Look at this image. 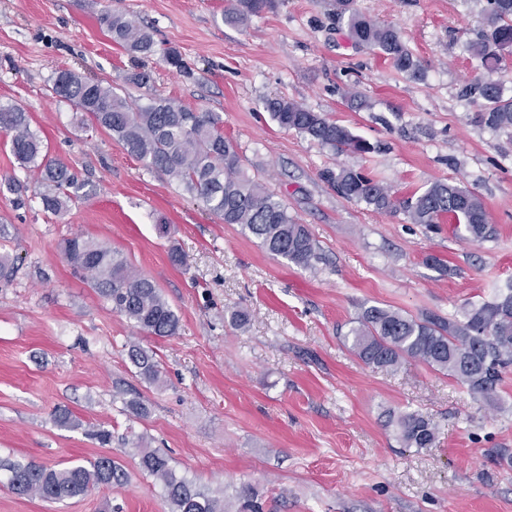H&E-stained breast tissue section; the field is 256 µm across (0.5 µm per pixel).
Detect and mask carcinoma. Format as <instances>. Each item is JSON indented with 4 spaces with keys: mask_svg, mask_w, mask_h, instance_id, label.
<instances>
[{
    "mask_svg": "<svg viewBox=\"0 0 512 512\" xmlns=\"http://www.w3.org/2000/svg\"><path fill=\"white\" fill-rule=\"evenodd\" d=\"M269 5L270 0H227L224 21L244 25ZM335 5L336 16L346 22L355 45L383 55L411 78L420 77V64L397 28L364 15L355 0H335ZM100 23L112 41L128 52L144 56L155 53L151 32L135 16L114 11L102 15ZM467 52L475 68L488 73L501 66L505 55L512 54V0H486L484 28L468 44ZM52 91L88 114L128 154L201 199L224 223L240 225L242 232L256 239L269 254L303 269H313L325 260L309 228L298 223L273 193L244 172L237 148L224 137L217 113L194 112L168 98H151L134 107L112 87L69 70L58 72ZM461 95L484 102L480 120L487 126L512 129V98L502 96L498 81L479 77L467 84ZM265 107L280 127L303 134L337 155L370 150L347 127L295 101L268 98ZM0 134L10 137L20 165L37 170L45 210L59 213L79 197L85 183L61 159L43 150L22 107L0 106ZM326 178L340 196L377 212L401 210L411 223L429 226L446 218L458 235L478 242L495 236L483 199L466 187L435 182L423 192L401 199L388 186L351 168L329 171ZM60 248L68 262L85 274L89 286L112 303V310L148 335L177 334L179 317L160 289L151 279L132 271L109 246L75 236L64 240ZM344 341L368 365L396 370L409 362L422 363L466 385L474 402H487L512 367V281L496 289L491 300L466 304L460 319L447 320L434 313L414 317L400 310L365 307L358 325ZM128 360L143 380L150 384L160 380V363L152 349L134 344L128 349ZM392 422L407 448H425L437 438L436 426L418 412L394 415ZM131 445L140 449L143 472L160 484L169 512H224L223 500L177 476L163 452L140 447L138 437ZM7 469L14 494L51 502L83 496L100 486L120 485L126 479L123 469L108 456L85 464L73 462L61 469L34 462H10Z\"/></svg>",
    "mask_w": 512,
    "mask_h": 512,
    "instance_id": "1",
    "label": "carcinoma"
}]
</instances>
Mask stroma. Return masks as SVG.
Listing matches in <instances>:
<instances>
[{
	"mask_svg": "<svg viewBox=\"0 0 512 512\" xmlns=\"http://www.w3.org/2000/svg\"><path fill=\"white\" fill-rule=\"evenodd\" d=\"M330 0H273L247 26L225 23L224 0H0V105H19L50 155L86 182L66 211H45L37 174L0 135V512H168L130 445L163 451L173 468L223 495L237 512L252 492L263 512H512V371L492 405L419 363L365 365L344 343L362 307L458 315L512 279V135L480 122L460 95L479 77L465 50L486 0H356L397 27L422 77L356 47ZM122 11L153 33L158 54L133 56L98 18ZM176 49L187 68L165 62ZM70 70L112 85L135 105L171 98L218 113L243 168L308 225L325 253L315 270L270 255L178 183L129 155L52 84ZM148 72L140 86L131 75ZM365 99L359 109L348 93ZM283 96L328 115L369 142L337 155L264 108ZM349 167L420 193L455 182L479 194L493 239H459L448 222L410 223L342 198L324 171ZM27 185L23 196L7 180ZM75 235L118 251L177 313L176 335L156 338L113 312L76 274L58 244ZM186 256L169 259L171 247ZM249 314L245 328L232 311ZM152 349L150 384L127 351ZM139 399L142 417L126 407ZM73 425L54 420L57 409ZM415 411L438 430L433 445L404 447L389 416ZM110 432L100 443L95 430ZM112 457L124 484L58 503L20 497L4 462L61 468Z\"/></svg>",
	"mask_w": 512,
	"mask_h": 512,
	"instance_id": "1",
	"label": "stroma"
}]
</instances>
